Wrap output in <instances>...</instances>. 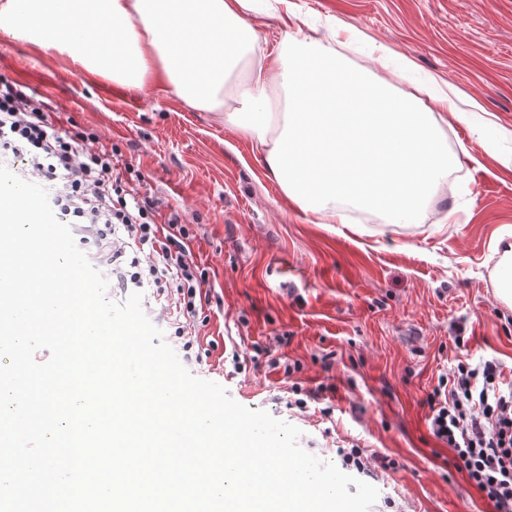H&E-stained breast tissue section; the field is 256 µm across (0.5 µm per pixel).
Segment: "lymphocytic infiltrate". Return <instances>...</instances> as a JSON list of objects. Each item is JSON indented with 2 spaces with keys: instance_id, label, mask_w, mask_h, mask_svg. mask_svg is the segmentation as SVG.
Returning <instances> with one entry per match:
<instances>
[{
  "instance_id": "f902f5d3",
  "label": "lymphocytic infiltrate",
  "mask_w": 512,
  "mask_h": 512,
  "mask_svg": "<svg viewBox=\"0 0 512 512\" xmlns=\"http://www.w3.org/2000/svg\"><path fill=\"white\" fill-rule=\"evenodd\" d=\"M2 158L49 185L56 217L80 226V241L95 245L94 267L113 285L166 293L194 322L204 279L188 245L193 234L179 214L157 222V200L120 176L112 145L55 124L50 102L0 79ZM500 376L495 363L458 362L427 403L430 429L460 472L493 512H512V390L501 389Z\"/></svg>"
}]
</instances>
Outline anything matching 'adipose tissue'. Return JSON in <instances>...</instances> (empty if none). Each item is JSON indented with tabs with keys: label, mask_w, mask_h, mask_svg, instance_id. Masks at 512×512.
<instances>
[{
	"label": "adipose tissue",
	"mask_w": 512,
	"mask_h": 512,
	"mask_svg": "<svg viewBox=\"0 0 512 512\" xmlns=\"http://www.w3.org/2000/svg\"><path fill=\"white\" fill-rule=\"evenodd\" d=\"M252 0H0V41L63 57L82 75L139 90L162 81L187 106L223 113L261 152L297 209L341 224L353 206L411 223L453 163L428 105L352 69L353 33L286 31L260 45Z\"/></svg>",
	"instance_id": "adipose-tissue-1"
}]
</instances>
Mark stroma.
<instances>
[{
  "label": "stroma",
  "mask_w": 512,
  "mask_h": 512,
  "mask_svg": "<svg viewBox=\"0 0 512 512\" xmlns=\"http://www.w3.org/2000/svg\"><path fill=\"white\" fill-rule=\"evenodd\" d=\"M265 4L255 0L263 45L289 28H352L354 68L388 80L409 60L397 93L436 81L459 111L507 130L500 147L512 152V0H279L273 17ZM0 78L112 143L123 178L197 225L190 248L209 300L178 352L195 376L297 426L321 461L341 464L354 448L387 458L369 478L371 512H491L432 435L427 404L464 353L512 382V306L493 270L497 238L512 236V170L474 128L449 119L452 184L417 223L350 207L348 223L321 224L266 177L251 140L164 83L131 93L23 43H0Z\"/></svg>",
  "instance_id": "35a3bbf8"
}]
</instances>
